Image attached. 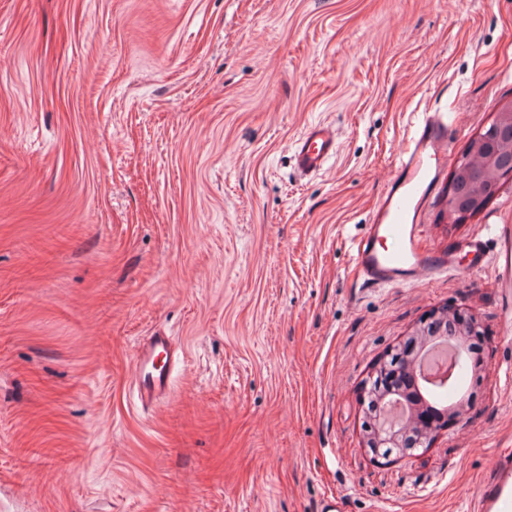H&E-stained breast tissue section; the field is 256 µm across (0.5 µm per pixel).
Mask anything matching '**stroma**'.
Here are the masks:
<instances>
[{
	"instance_id": "stroma-1",
	"label": "stroma",
	"mask_w": 512,
	"mask_h": 512,
	"mask_svg": "<svg viewBox=\"0 0 512 512\" xmlns=\"http://www.w3.org/2000/svg\"><path fill=\"white\" fill-rule=\"evenodd\" d=\"M510 101L512 0H0V512H474L512 452L494 272L365 287L352 255L422 112L453 168ZM448 190L429 247L512 224V174L458 224ZM443 310L483 338L472 407L373 457L372 367ZM158 332L184 362L147 413ZM339 148L336 130L325 123L306 128L294 149V165L303 177L317 175L336 157ZM178 350L170 336H153L134 356L133 383L142 407H157L172 393L170 363ZM160 361V363H159Z\"/></svg>"
}]
</instances>
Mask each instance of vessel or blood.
<instances>
[{"mask_svg":"<svg viewBox=\"0 0 512 512\" xmlns=\"http://www.w3.org/2000/svg\"><path fill=\"white\" fill-rule=\"evenodd\" d=\"M448 117L425 113L413 136L401 148L396 172L389 182L367 232L356 242L354 277L371 286H406L433 279L441 272H458L455 249L445 252L425 245L422 216L433 200L448 163ZM339 141L333 127L316 123L306 128L294 149V165L304 177L324 171L335 158ZM481 269L492 258L512 324V224H491L465 242ZM178 355L171 337L158 335L139 345L134 356L133 383L142 406L155 407L172 393L170 365ZM512 500V456H499L484 483L477 512H493L497 502Z\"/></svg>","mask_w":512,"mask_h":512,"instance_id":"1","label":"vessel or blood"}]
</instances>
